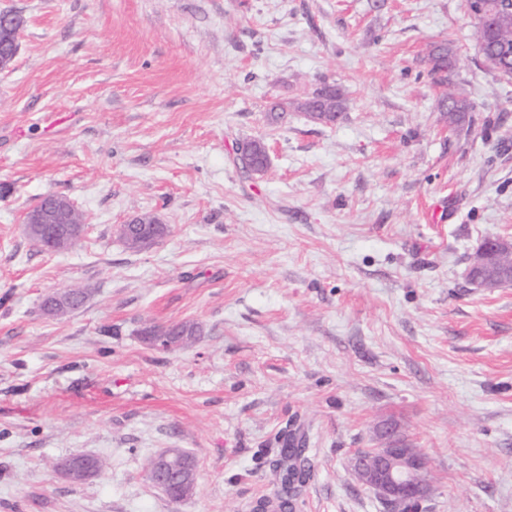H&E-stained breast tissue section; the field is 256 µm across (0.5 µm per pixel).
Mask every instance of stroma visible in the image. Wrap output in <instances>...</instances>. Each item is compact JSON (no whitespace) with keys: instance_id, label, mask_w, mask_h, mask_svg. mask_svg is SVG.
<instances>
[{"instance_id":"obj_1","label":"stroma","mask_w":512,"mask_h":512,"mask_svg":"<svg viewBox=\"0 0 512 512\" xmlns=\"http://www.w3.org/2000/svg\"><path fill=\"white\" fill-rule=\"evenodd\" d=\"M24 20L0 72V512H251L292 426L311 473L296 512H387L351 468L398 429L421 512H512V284L467 278L512 236V82L484 64L465 0H0ZM474 105L449 132L428 53ZM326 85L342 119L294 102ZM291 102L288 118L266 119ZM270 164L245 174L239 142ZM48 193L85 218L40 249ZM150 214L167 233L127 247ZM88 291L44 316L45 294ZM193 322L163 350L152 325ZM188 452L171 500L154 456ZM77 454L104 467L60 475ZM74 208L69 199L63 200L59 195L48 194L39 205L25 213V232L29 236L33 234L36 241L48 251L67 250L73 239L81 234L84 226L62 221L63 215ZM479 252L483 258V263L488 264V267H490L499 256H504L501 258V267L506 270H512V255L505 256L512 253L511 237L498 236L484 240L479 247Z\"/></svg>"}]
</instances>
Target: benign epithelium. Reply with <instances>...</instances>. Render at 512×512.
<instances>
[{
	"instance_id": "benign-epithelium-1",
	"label": "benign epithelium",
	"mask_w": 512,
	"mask_h": 512,
	"mask_svg": "<svg viewBox=\"0 0 512 512\" xmlns=\"http://www.w3.org/2000/svg\"><path fill=\"white\" fill-rule=\"evenodd\" d=\"M1 38L11 45L10 49L0 51V71H4L11 67L16 57L18 34L6 31V25L2 24ZM73 209L70 200L48 194L39 205L25 213V232L34 235L36 241L48 251H64L83 230L79 224L62 221L63 215ZM479 252L483 263L491 265L498 257L512 253V239L504 236L487 239L480 245ZM189 465L190 461L178 451L161 452L154 457L148 473L149 482L166 494L172 486H177L178 493L171 499L180 501L190 490L187 478ZM353 469L365 487L393 507L420 502L432 491L427 478L426 460L415 448H375L367 454L356 455Z\"/></svg>"
}]
</instances>
